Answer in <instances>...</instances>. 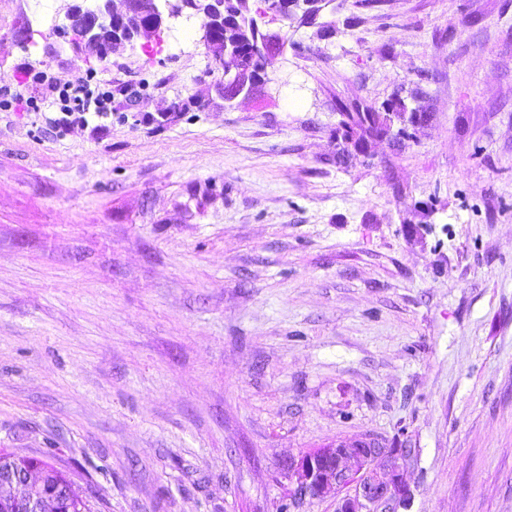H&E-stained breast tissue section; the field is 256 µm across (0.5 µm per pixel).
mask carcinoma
Instances as JSON below:
<instances>
[{"instance_id":"cac0c4a2","label":"carcinoma","mask_w":512,"mask_h":512,"mask_svg":"<svg viewBox=\"0 0 512 512\" xmlns=\"http://www.w3.org/2000/svg\"><path fill=\"white\" fill-rule=\"evenodd\" d=\"M293 8L301 11L304 24H318V19L325 5L312 0H290ZM202 42L205 49L218 60L224 71L231 75L250 76L251 83L246 88L250 92L265 83L267 69L272 67L276 55L283 47L278 33L266 28V22H260L250 15L245 0H224V25L209 28L202 25ZM340 120L334 132L336 139V161L345 162L349 156V147L361 144L369 139L378 138L387 133L389 126L384 121L382 112H391L396 117L408 116V122L421 121L419 109L410 108L405 99L395 95L382 109L374 106L338 105Z\"/></svg>"}]
</instances>
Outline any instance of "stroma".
Returning a JSON list of instances; mask_svg holds the SVG:
<instances>
[{
	"label": "stroma",
	"instance_id": "obj_1",
	"mask_svg": "<svg viewBox=\"0 0 512 512\" xmlns=\"http://www.w3.org/2000/svg\"><path fill=\"white\" fill-rule=\"evenodd\" d=\"M76 2L0 0V87L114 94L0 110V448L92 512H282L290 459L375 437L405 512H512V0H331L229 106L199 18L102 64ZM419 88L337 163V100ZM92 80H94V76L90 75L86 82L78 85L68 81H59L56 84L61 105L60 113L62 114L60 118L54 120L56 128L64 131L73 124H84L87 122L85 115L90 112L92 104L94 105V114L98 117L112 112L111 93L107 91L94 97V93L89 89V82Z\"/></svg>",
	"mask_w": 512,
	"mask_h": 512
}]
</instances>
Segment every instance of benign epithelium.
<instances>
[{"label": "benign epithelium", "mask_w": 512, "mask_h": 512, "mask_svg": "<svg viewBox=\"0 0 512 512\" xmlns=\"http://www.w3.org/2000/svg\"><path fill=\"white\" fill-rule=\"evenodd\" d=\"M185 6L214 22L224 21L223 0H188ZM155 9V0H93L68 13L66 27L93 57L104 62L112 47L128 43L125 23ZM378 458L385 460L380 470L373 468ZM288 479V507L296 510L308 498L345 489L351 493L336 497V512H399L411 498L403 477V457L377 447L371 439L352 447L338 444L305 451L291 460ZM1 488L9 494H0V512H58L61 502L77 500L69 486H50L39 465L17 454L5 464L0 462Z\"/></svg>", "instance_id": "7a95c632"}]
</instances>
